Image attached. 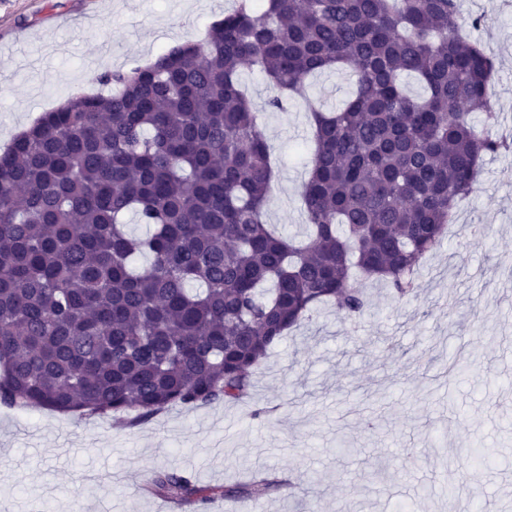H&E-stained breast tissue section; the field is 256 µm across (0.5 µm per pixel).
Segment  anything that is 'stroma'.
<instances>
[{"instance_id": "obj_1", "label": "stroma", "mask_w": 512, "mask_h": 512, "mask_svg": "<svg viewBox=\"0 0 512 512\" xmlns=\"http://www.w3.org/2000/svg\"><path fill=\"white\" fill-rule=\"evenodd\" d=\"M234 0H0V149L68 96L101 89L94 70L127 69L201 38ZM484 16L465 37L496 57L492 104L512 124V0H461ZM111 52H104V45ZM279 170L266 221L303 233L310 104L339 109L350 73L308 77L283 110L245 67ZM456 231L426 261L418 295L373 287L353 320L320 308L270 352L248 400L175 406L129 426L0 405V512H176L142 494L159 469L199 484L275 469L309 478L318 512H504L512 502V154L486 157ZM289 489L198 512H293Z\"/></svg>"}]
</instances>
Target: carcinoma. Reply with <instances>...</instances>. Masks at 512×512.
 Masks as SVG:
<instances>
[{"label":"carcinoma","instance_id":"1","mask_svg":"<svg viewBox=\"0 0 512 512\" xmlns=\"http://www.w3.org/2000/svg\"><path fill=\"white\" fill-rule=\"evenodd\" d=\"M458 2L236 0L203 38L105 73L116 92L72 96L19 133L0 152V403L131 424L236 403L318 305L353 319L366 282L412 294L480 160L512 149L473 123H497L496 59L462 36ZM247 65L272 110L311 74L355 76L343 108L310 107L304 241L265 221L274 168ZM129 212L150 236L124 230ZM285 486L160 469L143 490L198 506Z\"/></svg>","mask_w":512,"mask_h":512}]
</instances>
